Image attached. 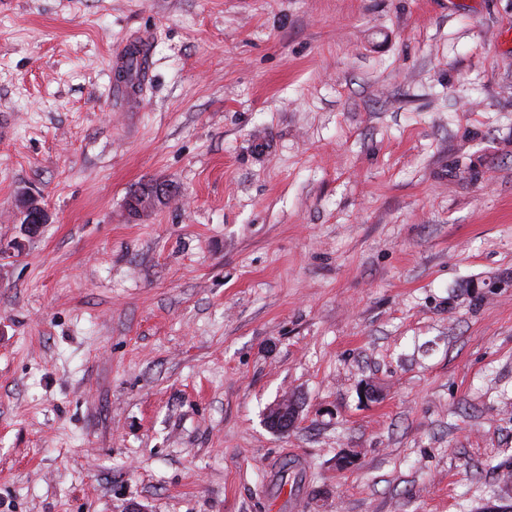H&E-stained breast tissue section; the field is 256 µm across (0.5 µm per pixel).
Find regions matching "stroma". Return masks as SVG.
I'll return each instance as SVG.
<instances>
[{
	"instance_id": "obj_1",
	"label": "stroma",
	"mask_w": 512,
	"mask_h": 512,
	"mask_svg": "<svg viewBox=\"0 0 512 512\" xmlns=\"http://www.w3.org/2000/svg\"><path fill=\"white\" fill-rule=\"evenodd\" d=\"M0 122V512L512 507V0H0ZM176 191L170 187L155 186L149 195H144L140 190L134 192L126 202L128 212L133 216H140L156 205L165 201ZM18 205L22 216V224H25L29 233H36L41 224L49 222L48 212L36 195L31 193L21 194Z\"/></svg>"
}]
</instances>
